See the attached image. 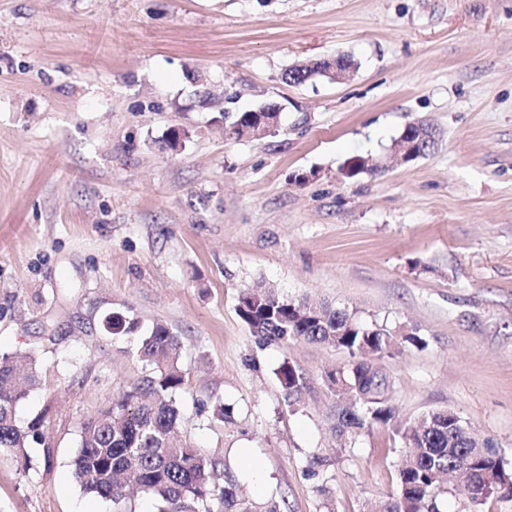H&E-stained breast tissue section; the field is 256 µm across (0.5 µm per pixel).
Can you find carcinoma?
I'll list each match as a JSON object with an SVG mask.
<instances>
[{
    "label": "carcinoma",
    "instance_id": "cac0c4a2",
    "mask_svg": "<svg viewBox=\"0 0 512 512\" xmlns=\"http://www.w3.org/2000/svg\"><path fill=\"white\" fill-rule=\"evenodd\" d=\"M250 116L239 112L224 117L225 131L239 134ZM402 138L420 139L418 150L424 156L436 144L435 133L421 121L407 124ZM236 311L265 343L303 338L334 346L350 357L348 365L325 376L327 390L336 397V435L347 440L389 426L401 442L398 489L375 503L371 512H441L447 476L467 490L472 512H480L487 501L483 488L492 478L497 493L512 498V461L492 437L466 432L456 412L437 410L406 423L393 421L389 382L371 359L391 356L407 343L423 348L426 341L421 337L367 326L323 303H296L271 286L242 292ZM109 324L114 336L138 329L136 321L120 312L112 313ZM137 355L149 367L141 383L120 393L102 416L82 425L73 465L83 489L117 503L126 488L137 487L159 503L158 512H256L238 497L230 469L218 471L215 460L201 448L172 444L180 418L176 396L184 387L180 338L156 323L140 337ZM276 375L287 397L299 401L307 390L303 374L285 361ZM35 377L34 354L0 355V449L25 456L36 443L48 464L52 450L45 444L43 416L21 425L15 414L25 395L19 380L33 382Z\"/></svg>",
    "mask_w": 512,
    "mask_h": 512
}]
</instances>
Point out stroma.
<instances>
[{
    "instance_id": "1",
    "label": "stroma",
    "mask_w": 512,
    "mask_h": 512,
    "mask_svg": "<svg viewBox=\"0 0 512 512\" xmlns=\"http://www.w3.org/2000/svg\"><path fill=\"white\" fill-rule=\"evenodd\" d=\"M340 53L347 79L289 82ZM265 103L274 135L225 136L222 113ZM413 121L440 140L404 163ZM355 155L376 170L345 177ZM259 284L420 335L376 362L397 420L451 409L512 458V0H0V352L35 354L16 418L43 416L54 451L0 452V512H157L83 492L72 464L145 374L137 334L104 328L116 310L180 337L179 439L220 463L251 449L243 497L368 512L394 493L391 430L331 429L324 378L348 355L260 344L236 313ZM277 378L286 391L288 399L297 402L307 390L306 379L303 374L296 370L288 362H283L276 370Z\"/></svg>"
}]
</instances>
